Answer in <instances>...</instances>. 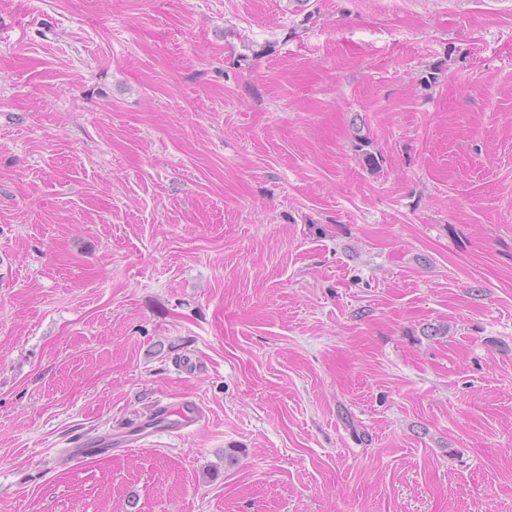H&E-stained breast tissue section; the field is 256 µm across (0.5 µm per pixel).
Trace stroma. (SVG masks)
Masks as SVG:
<instances>
[{"label":"stroma","mask_w":512,"mask_h":512,"mask_svg":"<svg viewBox=\"0 0 512 512\" xmlns=\"http://www.w3.org/2000/svg\"><path fill=\"white\" fill-rule=\"evenodd\" d=\"M0 512H512V0H0ZM362 130L358 129L355 133V147L364 167L371 172H378L382 168L383 156L377 151L369 149L371 141L367 135L361 134ZM205 420V412L201 405L194 400L183 399L177 403H159L156 405L151 418L129 429L136 433L127 434L130 448L137 446L146 437L157 432L183 435L195 430Z\"/></svg>","instance_id":"35a3bbf8"}]
</instances>
